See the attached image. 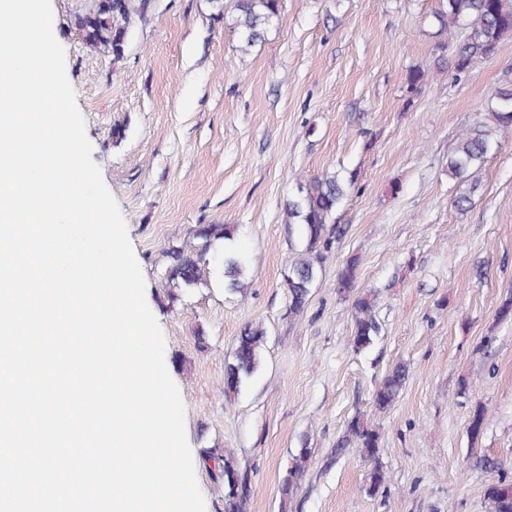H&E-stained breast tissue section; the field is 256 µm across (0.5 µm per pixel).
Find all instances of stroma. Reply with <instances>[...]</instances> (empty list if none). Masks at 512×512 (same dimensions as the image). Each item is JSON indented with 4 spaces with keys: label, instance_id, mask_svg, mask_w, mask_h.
Here are the masks:
<instances>
[{
    "label": "stroma",
    "instance_id": "35a3bbf8",
    "mask_svg": "<svg viewBox=\"0 0 512 512\" xmlns=\"http://www.w3.org/2000/svg\"><path fill=\"white\" fill-rule=\"evenodd\" d=\"M234 4L149 0L117 59L74 29L91 0H51L92 159L165 334L206 512H224V483L203 462L210 448L245 474L244 512H487L489 475L476 458H497L512 479V317L498 314L512 298V131L499 134L464 213L448 153L512 84V40L413 92L408 70L432 65L445 40L441 0H281L246 53ZM325 172L354 186L336 212L343 233L294 315L284 275L303 239L285 204ZM198 224L234 226L246 294L225 290L217 260L196 287L168 284L170 252L193 244ZM354 257L380 325L363 351L351 342L352 302L336 293ZM250 323L267 332L263 366L228 396L224 364ZM399 363L409 379L393 406L376 410L373 392ZM478 405L486 418L474 438ZM356 416L381 435L388 481L373 495L359 454H335ZM304 445L311 461L282 498Z\"/></svg>",
    "mask_w": 512,
    "mask_h": 512
}]
</instances>
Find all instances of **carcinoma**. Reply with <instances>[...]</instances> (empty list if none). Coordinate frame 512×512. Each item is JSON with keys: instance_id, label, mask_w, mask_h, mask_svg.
<instances>
[{"instance_id": "carcinoma-1", "label": "carcinoma", "mask_w": 512, "mask_h": 512, "mask_svg": "<svg viewBox=\"0 0 512 512\" xmlns=\"http://www.w3.org/2000/svg\"><path fill=\"white\" fill-rule=\"evenodd\" d=\"M148 0H98L95 8L75 20L83 42L93 49H107L116 58L123 56L128 37V25L134 14L145 17ZM280 0H235L234 28L240 34L243 48L255 46L264 40L267 26L279 13ZM440 32L446 33L453 25L462 26L463 33L455 41L453 68L464 73L477 60L491 55L498 45L512 38V0H443L437 12ZM512 130V86L497 89L494 103L485 120L465 129L448 153V176L465 185L456 198L457 208L467 210L473 203L478 183L470 176L478 173L487 156L499 147L498 133ZM347 194V184L334 173L315 176L297 186L296 193L287 201L285 210L288 223L297 224L303 231L304 244L288 267L284 283L288 288L290 309L295 314L303 312L311 288L318 278L326 253L331 248L340 227L332 223L336 209ZM194 237L203 240L201 249L186 253L172 251L173 264L167 278L186 288L197 286L202 279V269L207 264V253L217 241H225L222 262L224 288L241 293L248 287L244 257L228 244L232 230L227 224H198ZM358 261L345 263L337 274L336 290L343 298L354 297V326L352 343L357 350L372 344L379 326L372 315V299L368 294L356 292ZM266 341V332L259 325L248 324L237 336L232 352V362L224 367V392L238 394L246 382L260 368V352ZM409 377L404 363L396 364L379 383L373 393V406L379 411L389 409L399 397ZM357 449L368 464L370 494L377 493L386 482V473L380 463V434L364 421L355 417L336 443V455ZM311 458V451L302 447L288 467V475L281 484V494L293 495L297 479ZM205 463L209 471L224 480L225 512H241L247 496V478L239 473L224 454L208 450ZM477 464L498 477L489 481L484 497L488 512H512V480L504 476L503 464L496 458L481 456Z\"/></svg>"}]
</instances>
